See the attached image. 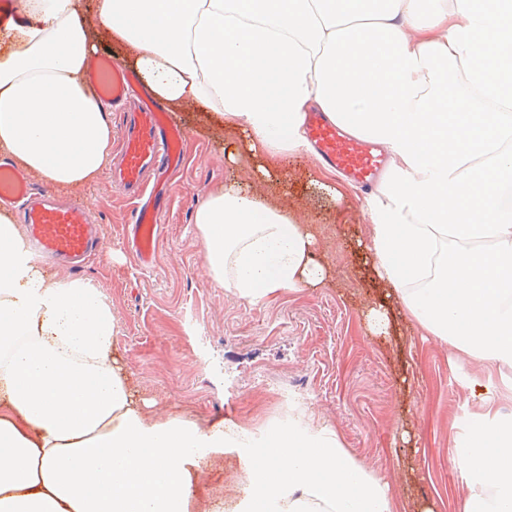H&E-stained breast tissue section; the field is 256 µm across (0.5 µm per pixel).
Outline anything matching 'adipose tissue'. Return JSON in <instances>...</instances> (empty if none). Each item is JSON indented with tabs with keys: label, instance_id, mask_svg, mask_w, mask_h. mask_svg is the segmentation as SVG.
Listing matches in <instances>:
<instances>
[{
	"label": "adipose tissue",
	"instance_id": "obj_1",
	"mask_svg": "<svg viewBox=\"0 0 512 512\" xmlns=\"http://www.w3.org/2000/svg\"><path fill=\"white\" fill-rule=\"evenodd\" d=\"M0 55V151L48 185L96 180L112 124L85 82L98 45L126 50L156 99L199 105L268 166L306 153L317 109L380 144L367 201L376 277L425 335L475 363L478 428L455 425L458 512H512V0H16ZM194 222L211 280L257 305L323 282L297 210L225 187ZM112 306L80 278L47 279L0 211V512H208L204 460L239 449L264 478L232 512H399L381 478L314 415L259 430L149 416L120 365Z\"/></svg>",
	"mask_w": 512,
	"mask_h": 512
}]
</instances>
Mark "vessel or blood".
Masks as SVG:
<instances>
[{
    "label": "vessel or blood",
    "mask_w": 512,
    "mask_h": 512,
    "mask_svg": "<svg viewBox=\"0 0 512 512\" xmlns=\"http://www.w3.org/2000/svg\"><path fill=\"white\" fill-rule=\"evenodd\" d=\"M98 98L122 112L118 160L113 184L133 201L131 240L136 257L150 263L161 228V212L152 201L151 178L176 166L182 157V135L160 106L140 95L134 79L107 57L94 58L88 72ZM307 136L322 158L364 191H372L386 161L371 144L345 135L322 113L310 114ZM0 208L10 209L24 224L27 236L45 259L82 267L102 254L99 222L80 199L56 200L35 190L6 156H0Z\"/></svg>",
    "instance_id": "vessel-or-blood-1"
}]
</instances>
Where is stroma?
Wrapping results in <instances>:
<instances>
[{"label":"stroma","mask_w":512,"mask_h":512,"mask_svg":"<svg viewBox=\"0 0 512 512\" xmlns=\"http://www.w3.org/2000/svg\"><path fill=\"white\" fill-rule=\"evenodd\" d=\"M184 160L165 177L162 234L151 266L130 245L131 204L107 176L60 196L93 207L106 243L79 271L112 305L119 357L158 415L206 423L274 419L297 402L334 425L349 453L397 493L402 512H457L464 477L451 449L454 418L472 408L460 382L465 362L399 313L365 247L363 195L311 154L266 172L263 157L197 106L173 109ZM294 204L313 224L315 257L331 273L277 301L250 306L207 275L194 213L224 186ZM390 316L373 335L368 309ZM250 485L234 459L204 468L200 493L237 501Z\"/></svg>","instance_id":"1"}]
</instances>
